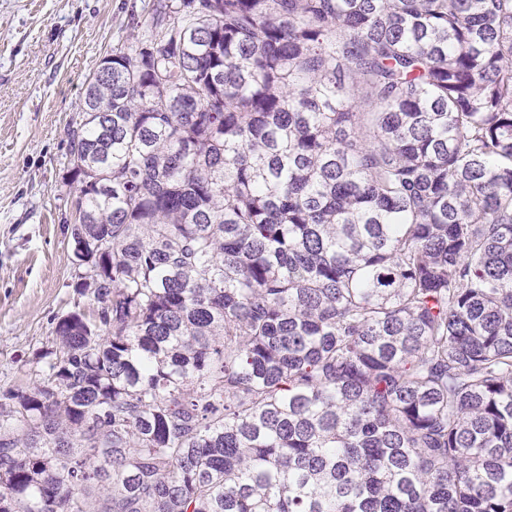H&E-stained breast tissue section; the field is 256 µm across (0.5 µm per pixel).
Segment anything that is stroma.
Instances as JSON below:
<instances>
[{
	"label": "stroma",
	"mask_w": 512,
	"mask_h": 512,
	"mask_svg": "<svg viewBox=\"0 0 512 512\" xmlns=\"http://www.w3.org/2000/svg\"><path fill=\"white\" fill-rule=\"evenodd\" d=\"M152 0H0V387H27L58 318L90 310L76 286L65 181L82 88L133 39Z\"/></svg>",
	"instance_id": "1"
}]
</instances>
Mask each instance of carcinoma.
I'll return each instance as SVG.
<instances>
[{"label":"carcinoma","mask_w":512,"mask_h":512,"mask_svg":"<svg viewBox=\"0 0 512 512\" xmlns=\"http://www.w3.org/2000/svg\"><path fill=\"white\" fill-rule=\"evenodd\" d=\"M0 512H512V0H153Z\"/></svg>","instance_id":"1"}]
</instances>
